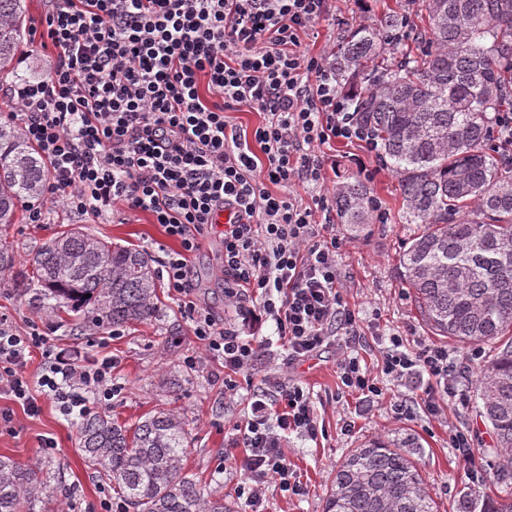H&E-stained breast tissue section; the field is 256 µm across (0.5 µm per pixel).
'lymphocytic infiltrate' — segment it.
<instances>
[{
	"instance_id": "obj_1",
	"label": "lymphocytic infiltrate",
	"mask_w": 512,
	"mask_h": 512,
	"mask_svg": "<svg viewBox=\"0 0 512 512\" xmlns=\"http://www.w3.org/2000/svg\"><path fill=\"white\" fill-rule=\"evenodd\" d=\"M328 14V0H52L39 33L56 58L49 74L20 80L12 95L27 138L49 162L47 197L97 219L124 207L149 213L178 241L161 274L183 306L194 284L189 259L214 227L216 211L231 214L223 231L224 296L240 316L273 322L285 365L343 348L340 379L371 400L381 388L353 350L363 320L343 297L336 260L339 242L325 186L333 166L324 148L362 142L375 151L368 128L349 110L330 53L310 54L301 37ZM246 106L264 120L244 133L226 117ZM259 151H252V144ZM317 186L310 201L294 182ZM194 334L232 374L253 368L265 341L244 338L206 310L193 309ZM51 327L18 331L0 314V394L29 413L41 399L63 416L86 414L89 397L112 401V360L83 363L58 351ZM40 350L43 368L27 371ZM446 348H406L391 334L382 371L400 380L427 377L419 395L428 414L467 398ZM282 411L268 417L254 399L237 423L245 453L238 497L262 504L269 486L284 494L306 489L283 449L285 433L317 438L309 392L275 384Z\"/></svg>"
}]
</instances>
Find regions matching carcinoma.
Segmentation results:
<instances>
[{"mask_svg": "<svg viewBox=\"0 0 512 512\" xmlns=\"http://www.w3.org/2000/svg\"><path fill=\"white\" fill-rule=\"evenodd\" d=\"M428 24L387 11L338 38L331 63L352 110L370 130L379 166L396 178L399 219L418 224L397 272L421 320L463 346L491 343L471 382L493 447L512 466V161L496 150L495 116L512 110V0H424ZM411 34L415 51L385 61L387 36ZM25 48L24 0H0V80L15 78ZM48 177L42 151L0 122V272L15 268L6 230L17 212L41 204ZM336 217L372 230L367 185L335 187ZM33 276L12 279L29 309L75 329L123 328L160 312L158 272L137 249L74 227L35 253ZM186 419L150 414L131 428L89 412L77 430L84 465L119 489L126 512H230L224 496L188 476ZM418 443L373 440L348 453L323 512H434L413 459ZM57 496L44 466L0 457V512H44ZM460 512H512V492Z\"/></svg>", "mask_w": 512, "mask_h": 512, "instance_id": "carcinoma-1", "label": "carcinoma"}]
</instances>
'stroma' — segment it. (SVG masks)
<instances>
[{
	"label": "stroma",
	"instance_id": "35a3bbf8",
	"mask_svg": "<svg viewBox=\"0 0 512 512\" xmlns=\"http://www.w3.org/2000/svg\"><path fill=\"white\" fill-rule=\"evenodd\" d=\"M25 8L27 58L17 69L28 80L46 75L55 56L39 43L38 32L49 8L47 0H25ZM356 21L354 0H332L327 18L308 31L304 42L311 53H323L335 44L342 25ZM331 153L336 157L331 182L364 179L388 217L387 223L376 225L367 234L353 233L341 224L336 227V235L342 241L337 260L344 296L356 305L366 325L356 349L383 390L379 399L360 403L348 396L339 379L341 353L335 346H328L304 362L283 365L281 343L269 322L254 330L256 336L268 338L267 353L256 360L253 370L237 374L236 394L226 395L222 360L197 339L188 309L168 292L162 295L160 317L151 323L120 330L113 336L101 328L91 327L77 334L60 327L54 334V343L90 361L113 357L112 380L120 389L106 412L119 422L132 426L150 412L184 410L188 432L186 469L209 491L223 495L233 512H250V508L236 494L239 471L233 461L225 459L224 451L233 446L234 426L246 414L251 398L265 393L264 377L268 374L282 383L311 391L323 434L313 441L294 433L286 436L284 449L307 492L301 496L270 495L264 504L265 512H323L327 487L348 451L374 437L395 439L406 434L414 435L419 442L416 456L437 512H458L463 499L493 497L506 489L495 477L500 460L492 451V435L471 404L462 408L447 405L435 417L425 413L418 404L420 376L413 374L401 382L382 374V350L392 333L400 334L411 349L421 344L448 348L461 361L459 379L467 385L492 349L487 345L462 347L448 343L433 335L421 321L396 270L404 242L418 227L400 223L397 217L400 196L395 179L382 168L371 176L362 175L353 159L367 156L365 144L336 143ZM43 207L47 211L45 223L26 222L8 229V239L17 255L16 272H30V259L38 247L78 224L99 238L143 250L155 260L177 246L142 213L118 208L91 220L48 200ZM191 270L197 306L225 323H237L236 308L224 300L219 231L202 239L200 249L191 258ZM189 355L195 356V366L186 365ZM401 402L410 408L409 418L395 414L394 406ZM14 413L15 432L0 435V456L22 463H49L55 484L73 491L63 500V512H102V500L114 497L115 492L84 466L76 448V423L66 420L49 400L42 401L38 415H27L19 407ZM348 418L355 422L349 433L343 430ZM454 427L469 430L475 437L485 465L480 480L465 476L458 454L450 446L449 431ZM44 439L53 441L52 449H41Z\"/></svg>",
	"mask_w": 512,
	"mask_h": 512
}]
</instances>
